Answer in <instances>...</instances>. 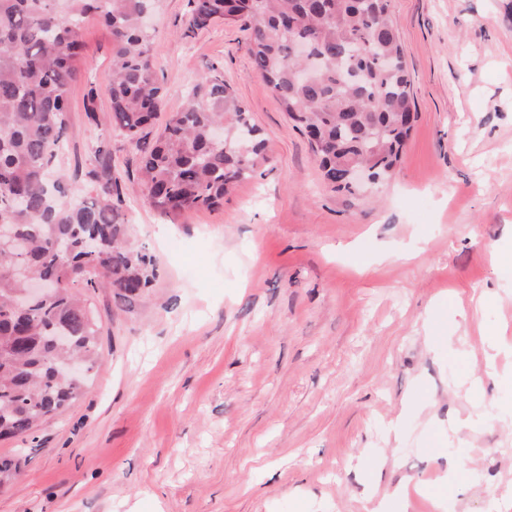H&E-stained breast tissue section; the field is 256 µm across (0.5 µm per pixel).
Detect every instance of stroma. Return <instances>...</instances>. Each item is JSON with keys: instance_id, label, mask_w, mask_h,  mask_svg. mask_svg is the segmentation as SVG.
Listing matches in <instances>:
<instances>
[{"instance_id": "1", "label": "stroma", "mask_w": 512, "mask_h": 512, "mask_svg": "<svg viewBox=\"0 0 512 512\" xmlns=\"http://www.w3.org/2000/svg\"><path fill=\"white\" fill-rule=\"evenodd\" d=\"M161 0L152 39L161 110L140 145L112 128V40L82 30L60 169L70 197L115 181L146 298H92L100 359L84 394L35 440H0L21 474L0 512H365L408 484L439 512L449 422L512 403V0H392L413 127L391 181L325 183L308 137L251 65L250 32L188 29ZM246 105L268 157L221 207L165 215L137 192L143 149L210 67ZM452 348L431 351L428 331ZM503 336L488 375L489 337ZM470 454L452 512H496L512 428L449 439ZM407 485L401 484L391 493L378 497L376 492L367 491L365 493V509L366 512H389L390 504L393 500H402L406 502Z\"/></svg>"}]
</instances>
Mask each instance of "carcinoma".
Listing matches in <instances>:
<instances>
[{
	"label": "carcinoma",
	"instance_id": "1",
	"mask_svg": "<svg viewBox=\"0 0 512 512\" xmlns=\"http://www.w3.org/2000/svg\"><path fill=\"white\" fill-rule=\"evenodd\" d=\"M157 0H0V223L14 251L0 243V439L31 436L77 400L81 385L55 366L98 359L90 297L116 288L149 293L151 257L131 250L112 205L117 185L68 201L56 163L67 136L69 87L79 74L81 29L97 16L112 38L107 74L112 127L140 146L164 92L155 78L152 33L145 15ZM392 0H191L188 28L245 21L255 71L294 126L315 132L312 145L324 180L354 193L348 170L363 166L383 183L394 174L415 110ZM308 55L299 59L295 44ZM266 142L244 104L214 66L173 113L160 138L143 151L139 186L166 213L213 209L237 182L267 161ZM95 237L94 257L80 246ZM54 286L14 312L27 275ZM69 336L66 348L55 337ZM21 469L0 461V487Z\"/></svg>",
	"mask_w": 512,
	"mask_h": 512
}]
</instances>
